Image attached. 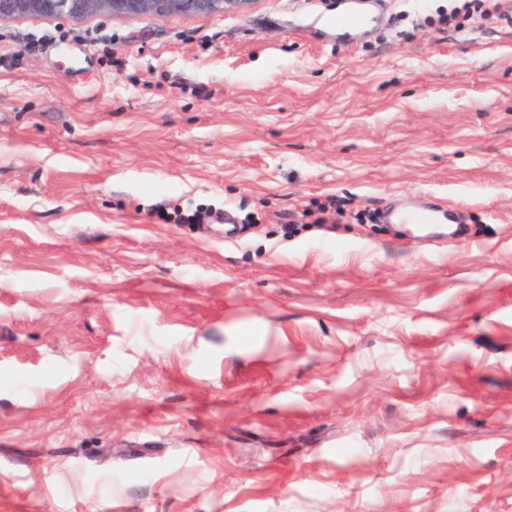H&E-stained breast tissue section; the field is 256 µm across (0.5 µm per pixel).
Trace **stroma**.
I'll return each mask as SVG.
<instances>
[{
  "label": "stroma",
  "instance_id": "1",
  "mask_svg": "<svg viewBox=\"0 0 512 512\" xmlns=\"http://www.w3.org/2000/svg\"><path fill=\"white\" fill-rule=\"evenodd\" d=\"M447 4L0 23V512H512V32ZM459 7L455 6L447 12H439L436 19H431L433 24L446 25L455 30H464L478 17L483 18L500 10L499 0H462ZM381 22V17L375 13H348L336 17V39H348L351 35L377 26ZM386 222L393 224H413L420 226V230H426L434 224H458L457 216L448 211L436 209H421L409 211L393 206L383 215Z\"/></svg>",
  "mask_w": 512,
  "mask_h": 512
}]
</instances>
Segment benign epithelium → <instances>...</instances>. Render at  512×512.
<instances>
[{"label": "benign epithelium", "instance_id": "1", "mask_svg": "<svg viewBox=\"0 0 512 512\" xmlns=\"http://www.w3.org/2000/svg\"><path fill=\"white\" fill-rule=\"evenodd\" d=\"M254 0H0V20L31 17H64L80 20L109 14L114 18L145 14L215 15L242 12Z\"/></svg>", "mask_w": 512, "mask_h": 512}]
</instances>
